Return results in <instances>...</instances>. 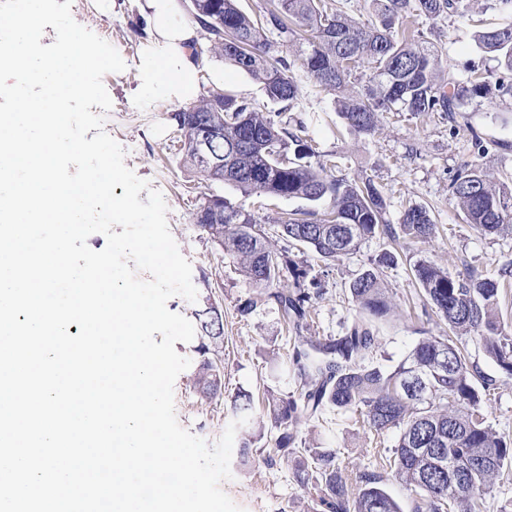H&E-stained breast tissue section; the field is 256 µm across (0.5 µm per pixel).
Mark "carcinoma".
Masks as SVG:
<instances>
[{
    "mask_svg": "<svg viewBox=\"0 0 512 512\" xmlns=\"http://www.w3.org/2000/svg\"><path fill=\"white\" fill-rule=\"evenodd\" d=\"M273 8L251 16L237 0H191L192 21L206 32L209 50L224 57L262 86L268 101L280 105L272 120L254 102L221 89H209L191 106L173 112L182 132V161L207 183L230 185L244 196L303 200L309 209L282 214L277 236L323 261L334 262L377 236L425 240L435 235L429 210L412 205L398 225L386 218L384 196L369 176L350 181L328 173L327 163L299 136L304 122L290 124L302 91L287 62L272 53L274 42L292 45L304 71L318 86L339 93V114L364 138L376 130L384 112H446L451 129L457 113L478 99L512 101V0H494L505 18L474 35L476 48L498 63L494 81L471 70L465 78L442 68L443 48L413 34L419 17L463 16L469 0H372L375 20L362 22L339 8L336 0H272ZM216 131L212 151L224 166H206L195 140L202 127ZM452 195L465 219L485 236H512V186L496 185L478 167L464 166L451 181ZM194 223L211 244L233 259L253 289L238 308L241 316L273 302L296 334L309 329L310 268L298 265L286 249L276 248L255 214L243 205L210 194ZM397 262L388 251L377 257L349 285L359 318L339 336H312L293 347L298 386L290 395L269 392L265 417H254L253 396L236 394L233 415L242 425L239 464L253 455L255 430L276 428L274 453L292 459L297 481L313 490V512H403L384 489L382 476H360L363 487L350 497L347 466L325 448H297V427L320 420L328 407L343 413L360 409L377 432L395 430L394 476L415 496L414 512H481L483 499L512 463V440L487 423L480 409L482 393L497 389L449 336L421 331L415 345L396 366L373 364L377 331L393 316L384 269ZM413 275L431 310L448 329L477 335L483 350L512 376V338L503 334L497 306L501 288L512 283V262L499 278L473 271L452 277L434 263L420 260ZM202 330V361L192 384L200 400L221 394L219 360L224 319L209 305L197 313Z\"/></svg>",
    "mask_w": 512,
    "mask_h": 512,
    "instance_id": "1",
    "label": "carcinoma"
}]
</instances>
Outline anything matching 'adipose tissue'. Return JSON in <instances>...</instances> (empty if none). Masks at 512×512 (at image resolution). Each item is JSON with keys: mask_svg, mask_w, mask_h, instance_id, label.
Returning <instances> with one entry per match:
<instances>
[{"mask_svg": "<svg viewBox=\"0 0 512 512\" xmlns=\"http://www.w3.org/2000/svg\"><path fill=\"white\" fill-rule=\"evenodd\" d=\"M152 24L151 39L141 50V75L146 92L171 102L198 95L195 66L186 46L197 29L178 17L177 0H144Z\"/></svg>", "mask_w": 512, "mask_h": 512, "instance_id": "adipose-tissue-1", "label": "adipose tissue"}]
</instances>
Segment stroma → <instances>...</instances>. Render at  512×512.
<instances>
[{
  "instance_id": "1",
  "label": "stroma",
  "mask_w": 512,
  "mask_h": 512,
  "mask_svg": "<svg viewBox=\"0 0 512 512\" xmlns=\"http://www.w3.org/2000/svg\"><path fill=\"white\" fill-rule=\"evenodd\" d=\"M490 0H471L466 17L433 21L416 20L425 37L438 41L447 51V63L459 75L476 68L491 74L496 61L477 53L473 33L478 24L501 22L491 10ZM71 13L80 25L112 44L126 64L124 71L109 73L103 84L112 107L105 115L104 130L126 151L125 164L151 188L159 190L168 206L167 221L180 252L192 265V282L198 292L196 302L183 297L169 299V311L196 321L205 302H213L224 316V393L209 403L201 402L191 388L193 365L201 357L196 342L176 343L175 349L187 357L192 367L183 371L174 385L175 410L182 427L208 443H216L233 421L231 400L238 391L261 396L271 389L289 394L296 389V373L290 360L294 336L286 329L274 308L240 316L238 307L251 290L240 276L236 263L226 258L206 239L193 222V214L204 195L223 194L245 208L254 200L242 197L230 186H213L189 177L178 151L180 134L169 115L178 111L175 103L152 99L142 87L141 48L150 37V22L140 8V0H72ZM224 70L223 81H215L213 68ZM200 91L224 88L263 105L268 115H276V105L267 103L260 85L245 73L226 64L223 57L205 53L197 66ZM335 92L322 90L303 77L299 117L307 126V136L317 151L331 157L336 177L349 180L371 176L387 202V218L398 223L404 210L423 205L432 212L437 232L425 241H410L393 249L391 242L376 237L335 262L309 261L321 292L311 300V335L337 336L351 326L358 313L348 295V284L383 252L396 250L397 263L387 269L385 280L394 304L395 316L380 330L381 345L375 359L391 366L405 358L420 330L444 336L447 326L431 310L425 309L421 290L411 274L419 259L428 260L455 276L465 268L497 277L502 263L512 259V238L481 235L467 224L450 192V183L464 163L480 166L488 175H512V109L501 102L469 107L457 118L456 128L438 112L416 116L383 113L371 138L349 132L334 110ZM479 134L492 147L485 155L474 154L470 138ZM507 149H500V142ZM472 362L498 387L483 401L488 423L501 436L512 439V376L502 374L471 335L455 338ZM300 439L335 450L348 465L350 496H357L364 472L382 475L387 492L412 512L413 498L384 465L397 441L396 431L375 435L358 417L326 412L322 421L299 427ZM258 452L248 468L232 465V479L222 489L243 512H311L308 491L295 479L293 467L283 460L268 461L274 446L273 433L255 439Z\"/></svg>"
}]
</instances>
